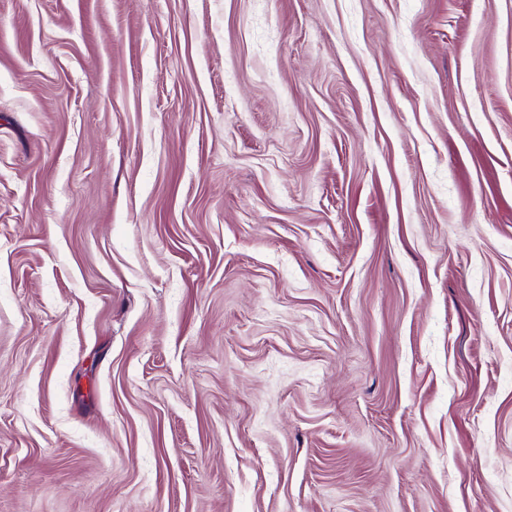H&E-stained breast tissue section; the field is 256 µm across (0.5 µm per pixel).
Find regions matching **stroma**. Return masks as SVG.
I'll return each instance as SVG.
<instances>
[{"label":"stroma","instance_id":"stroma-1","mask_svg":"<svg viewBox=\"0 0 512 512\" xmlns=\"http://www.w3.org/2000/svg\"><path fill=\"white\" fill-rule=\"evenodd\" d=\"M0 512H512V0H0Z\"/></svg>","mask_w":512,"mask_h":512}]
</instances>
